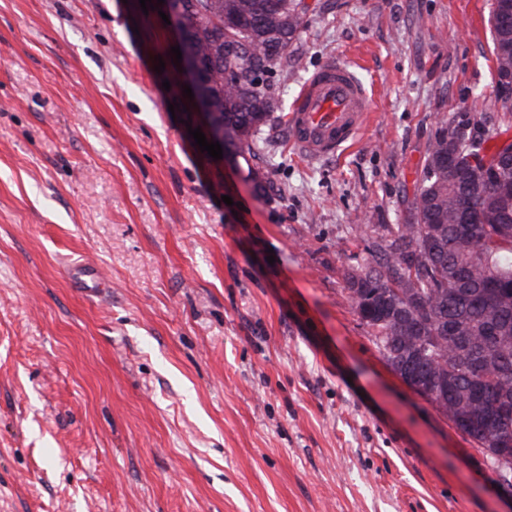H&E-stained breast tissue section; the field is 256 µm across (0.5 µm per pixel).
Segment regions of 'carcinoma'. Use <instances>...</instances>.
I'll use <instances>...</instances> for the list:
<instances>
[{
    "label": "carcinoma",
    "instance_id": "carcinoma-1",
    "mask_svg": "<svg viewBox=\"0 0 512 512\" xmlns=\"http://www.w3.org/2000/svg\"><path fill=\"white\" fill-rule=\"evenodd\" d=\"M187 48L209 59L216 122L235 150L258 155L279 108L307 8L303 0H176ZM512 0H493L496 80L512 75ZM494 137L512 129V103ZM460 114L442 119L410 215L371 238L372 261L348 273L351 308L386 364L477 450L512 445V162L497 180L469 162L499 155Z\"/></svg>",
    "mask_w": 512,
    "mask_h": 512
}]
</instances>
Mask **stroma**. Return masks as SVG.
<instances>
[{
    "label": "stroma",
    "mask_w": 512,
    "mask_h": 512,
    "mask_svg": "<svg viewBox=\"0 0 512 512\" xmlns=\"http://www.w3.org/2000/svg\"><path fill=\"white\" fill-rule=\"evenodd\" d=\"M492 4L311 0L247 161L190 136L157 11L0 0V512H512L345 280L356 225L402 223L442 117L494 134ZM332 57L374 112L311 161L291 109Z\"/></svg>",
    "instance_id": "35a3bbf8"
}]
</instances>
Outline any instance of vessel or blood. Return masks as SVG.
<instances>
[{
    "mask_svg": "<svg viewBox=\"0 0 512 512\" xmlns=\"http://www.w3.org/2000/svg\"><path fill=\"white\" fill-rule=\"evenodd\" d=\"M373 91L342 58L324 61L300 89L290 140L302 155L321 159L358 142L372 112Z\"/></svg>",
    "mask_w": 512,
    "mask_h": 512,
    "instance_id": "1",
    "label": "vessel or blood"
}]
</instances>
